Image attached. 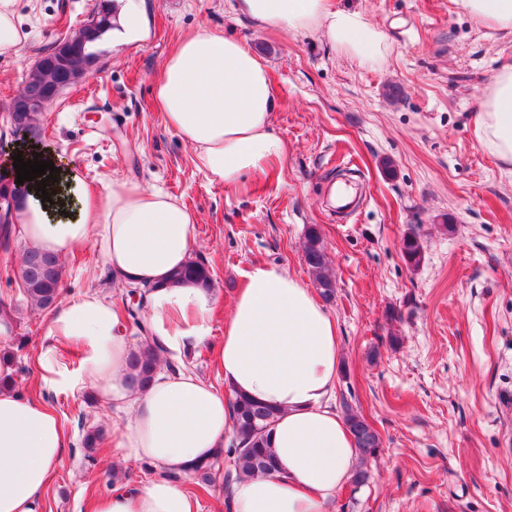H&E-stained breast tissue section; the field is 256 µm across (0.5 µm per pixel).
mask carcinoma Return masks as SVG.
<instances>
[{
	"instance_id": "carcinoma-1",
	"label": "carcinoma",
	"mask_w": 512,
	"mask_h": 512,
	"mask_svg": "<svg viewBox=\"0 0 512 512\" xmlns=\"http://www.w3.org/2000/svg\"><path fill=\"white\" fill-rule=\"evenodd\" d=\"M101 10L105 13V19L94 40L85 42L80 32L72 36L75 52L92 50L95 42L112 29V10L104 5L101 6ZM301 249L304 263L319 288L320 295L324 301H332L336 294V280L330 271L323 240L315 227L307 229ZM401 252L410 267H419L424 254L420 236L414 232L405 235L401 242ZM62 273L63 265L60 258L29 248L24 253L15 277L22 283L31 304L44 310L53 307L61 295ZM188 280L205 288L212 286L209 269L199 261H190L172 276L174 284ZM144 296L145 292L141 289L132 288L128 290L124 303L125 312L134 319V323L143 333L137 343V352L131 359L133 373L129 384L137 389L150 382L160 362V348L146 336L144 323L137 320ZM228 405L232 414L233 439L229 448L219 450L211 459L192 468V476L200 491L210 490L221 480L224 491L228 493L232 482L243 477L271 475L276 472L274 457L268 445V434L276 421L278 411L272 406L261 404L238 393L230 394ZM343 416L359 451V465L351 479V484L358 488L369 480L366 464L369 459L378 455L382 448V440L379 432L346 400L343 401ZM225 457L232 460L233 464L231 468L222 472L220 461Z\"/></svg>"
}]
</instances>
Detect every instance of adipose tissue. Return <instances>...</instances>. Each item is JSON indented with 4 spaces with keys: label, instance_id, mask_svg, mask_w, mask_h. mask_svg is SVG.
<instances>
[{
    "label": "adipose tissue",
    "instance_id": "obj_1",
    "mask_svg": "<svg viewBox=\"0 0 512 512\" xmlns=\"http://www.w3.org/2000/svg\"><path fill=\"white\" fill-rule=\"evenodd\" d=\"M457 2L480 25L512 35V0ZM236 10L265 28L321 34L364 65L380 63L388 52L364 13L336 0H237ZM155 103L210 181L234 186L243 174H266L286 157V144L272 129L276 98L263 59L223 32L201 27L177 44L155 86ZM474 134L494 159L512 164V62L502 63L485 86ZM21 156L59 171L47 198L34 182L23 184L13 221L24 243L61 257L94 245L113 281L148 287L144 321L170 360L182 361L211 336L213 289L171 281L191 260L192 211L128 177L94 189L75 162L47 148H27ZM133 349L114 302L96 291L57 310L39 346L42 387L72 396L89 391L123 410L112 423L116 449L156 472L137 489L99 497L93 512H199L169 476L188 473L223 448L232 427L228 390L279 411L269 434L277 470L237 482L231 512H326L348 483L358 451L331 404L337 324L288 270L258 265L245 274L216 352L224 390L182 368L132 390ZM67 446L60 419L43 399L0 388V512H43L41 493Z\"/></svg>",
    "mask_w": 512,
    "mask_h": 512
}]
</instances>
